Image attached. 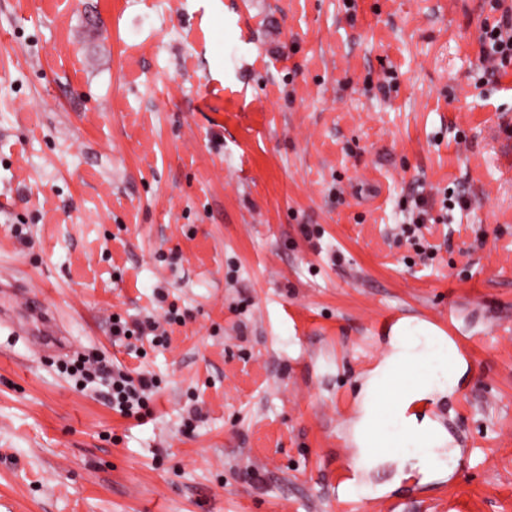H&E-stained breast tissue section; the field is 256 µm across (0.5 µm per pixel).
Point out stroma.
I'll return each mask as SVG.
<instances>
[{
	"mask_svg": "<svg viewBox=\"0 0 512 512\" xmlns=\"http://www.w3.org/2000/svg\"><path fill=\"white\" fill-rule=\"evenodd\" d=\"M510 7L0 0V512H336L385 316L451 307L471 369L426 414L472 457L362 472L353 512H512ZM29 299L153 374L148 413L26 339ZM171 307L166 344L112 334ZM483 60L505 66L512 62V13L507 9L492 25L486 26L481 35Z\"/></svg>",
	"mask_w": 512,
	"mask_h": 512,
	"instance_id": "35a3bbf8",
	"label": "stroma"
}]
</instances>
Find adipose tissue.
<instances>
[{"mask_svg": "<svg viewBox=\"0 0 512 512\" xmlns=\"http://www.w3.org/2000/svg\"><path fill=\"white\" fill-rule=\"evenodd\" d=\"M391 351L370 373L361 390L362 415L355 440L362 464L380 463L378 443L399 451L402 465L430 476L448 465V436L430 418L410 414L418 400L447 395L456 382V351L432 326L409 319L393 330Z\"/></svg>", "mask_w": 512, "mask_h": 512, "instance_id": "1", "label": "adipose tissue"}]
</instances>
